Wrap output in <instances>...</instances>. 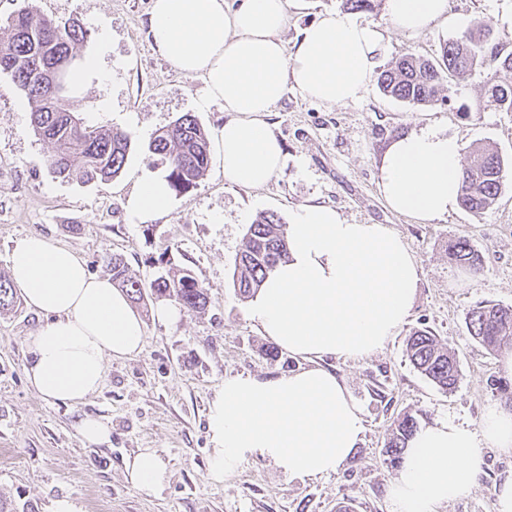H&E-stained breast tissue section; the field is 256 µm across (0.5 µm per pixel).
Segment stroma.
I'll return each instance as SVG.
<instances>
[{
	"label": "stroma",
	"instance_id": "35a3bbf8",
	"mask_svg": "<svg viewBox=\"0 0 512 512\" xmlns=\"http://www.w3.org/2000/svg\"><path fill=\"white\" fill-rule=\"evenodd\" d=\"M386 6L387 0H374L373 10L357 14L386 28L389 50L375 70L408 51L438 58L462 23L478 18L512 52V0H450L448 18L417 35L389 27ZM23 7L86 30L79 53L101 51L103 77L83 84L73 108L87 125L130 131L132 147L111 181L83 185L55 178L47 167L50 146L32 130L25 93L0 74V273H7L18 240L41 233L72 247L99 276L109 253L123 255L147 281L164 260L190 268L210 304L205 312L183 313L173 326L144 316L142 352L110 362L101 389L78 407L41 398L26 379L27 338L39 317L24 304L1 315L0 499L35 512H54L61 499L73 512H393L388 488L398 470L383 449L399 414L411 413L423 425L446 417L475 430L487 407L512 406L491 385L502 376L503 353L489 352L467 328L476 304L512 305V170L497 202L483 213L460 209L434 224L390 210L379 191L390 141L429 125L462 147L490 146L512 162V112L488 102L486 69L449 77V101L429 106L386 97L374 83L362 100L344 105L319 103L288 86L269 117L285 155L278 176L260 189L236 186L213 159L194 188L173 193L166 213L139 222L126 201L143 173L161 167L148 150L155 131L191 113L216 135L229 118L223 102L206 101L203 78L175 72L152 49L149 0H0V40L9 34L8 17ZM341 10V0H288L286 45H294L318 15ZM307 203L333 206L348 223L386 224L400 234L421 265L415 305L382 350L330 363L365 418L361 443L336 473L291 482L268 461L252 459L217 485L208 476L207 412L214 392L231 376L274 377L301 365L284 351L275 359L265 355L271 340L234 292L235 257L260 213H276L288 225ZM454 237L467 239L480 255L479 273L449 260ZM424 328L456 354L461 379L451 392L436 387L405 356L408 336ZM86 414L110 427L107 443L81 438L76 422ZM144 448L157 449L169 470L158 498L139 493L124 478L125 459ZM481 455L471 492L437 512H496V488L512 477V450L485 444Z\"/></svg>",
	"mask_w": 512,
	"mask_h": 512
}]
</instances>
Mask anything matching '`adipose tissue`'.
<instances>
[{
	"instance_id": "ef3b65f1",
	"label": "adipose tissue",
	"mask_w": 512,
	"mask_h": 512,
	"mask_svg": "<svg viewBox=\"0 0 512 512\" xmlns=\"http://www.w3.org/2000/svg\"><path fill=\"white\" fill-rule=\"evenodd\" d=\"M392 27L418 33L447 17L449 0H387ZM288 0H151L150 42L186 77H202L209 99L231 117L216 135L224 178L247 188L267 185L284 153L268 116L288 85L329 105L366 95L374 60L387 50L383 28L334 12L321 14L294 48L282 33ZM461 146L427 126L395 138L380 168L386 205L423 224L459 206ZM165 175L138 179L128 200L137 220L166 212ZM289 258L249 301L262 333L305 360L276 377L225 378L208 407L209 476L220 484L246 461L267 460L289 479L335 473L357 448L364 416L322 359H360L396 335L409 317L421 273L404 239L385 224H351L333 207L308 204L288 227ZM10 278L40 316L27 343L26 377L36 393L73 407L99 390L107 362L143 349L145 325L110 278L90 274L71 247L33 234L14 245ZM512 448V412L489 407L479 430L442 418L419 428L388 489L394 512H436L467 496L481 470L480 446ZM125 478L157 497L169 474L145 448L125 464Z\"/></svg>"
}]
</instances>
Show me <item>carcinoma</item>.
I'll return each mask as SVG.
<instances>
[{"label": "carcinoma", "instance_id": "carcinoma-1", "mask_svg": "<svg viewBox=\"0 0 512 512\" xmlns=\"http://www.w3.org/2000/svg\"><path fill=\"white\" fill-rule=\"evenodd\" d=\"M10 36L0 41V74H7L25 92L31 105L35 136L51 146L48 167L56 177L83 184L108 181L123 169L132 135L121 129H97L85 125L70 110L51 98L48 75L53 73L74 87L78 45L87 37L80 25L60 23L27 8L10 19ZM490 69L484 84L489 102L502 112H512V52L504 53L493 42V30L483 21L444 43L438 58L430 60L412 52L403 54L378 73L382 92L413 106L438 101L444 91L445 75H464L478 66ZM149 150L165 165L171 188L185 193L196 186L210 159L208 134L196 116L186 113L158 130ZM504 177V161L498 151L485 146L467 150L462 169L459 203L462 209L480 214L498 199ZM449 258L478 272L480 256L465 239L448 240ZM288 260V238L281 218L263 213L249 225L238 251L232 274L238 296H254L269 272ZM112 283L125 290L135 303L145 298L170 299L189 312H200L209 304L207 289L187 268H170L144 283L130 271L120 254L104 258ZM18 290L0 275V314L19 306ZM470 336L488 351L512 346V306L491 301L473 307L467 316ZM406 355L414 368L445 392L453 391L460 372L455 354L427 329L416 330L406 343ZM416 417L405 413L392 423L384 453L389 464L400 463L417 431Z\"/></svg>", "mask_w": 512, "mask_h": 512}]
</instances>
